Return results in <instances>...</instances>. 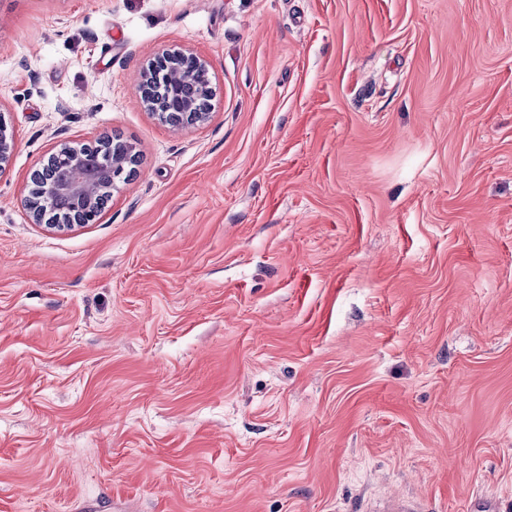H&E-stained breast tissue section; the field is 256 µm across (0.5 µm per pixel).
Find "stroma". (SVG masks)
Masks as SVG:
<instances>
[{
  "mask_svg": "<svg viewBox=\"0 0 512 512\" xmlns=\"http://www.w3.org/2000/svg\"><path fill=\"white\" fill-rule=\"evenodd\" d=\"M0 114V512H512V0H0ZM113 135L99 221L31 223ZM170 68H176L179 76H184L185 82H192L198 72H204L207 77V83L197 97H188L186 95L195 94L191 84L174 80V84L182 92H171L166 103L168 110L172 111L175 116L184 120H190L186 125H175L170 123L165 112H155L156 103L151 96V87L157 92L165 86V75L169 73ZM212 80L208 64L199 58L195 53L190 51L182 52H163L157 55L140 73L137 83L138 91L141 94L151 114L155 115L158 120L165 121L173 126H195L204 124L209 118L208 101L212 95ZM203 98L205 104L199 105L200 98ZM161 121V122H162ZM124 141V140H123ZM51 159L61 167V174L48 179L44 186L45 194L51 201H73L81 205L77 219L69 224H45L50 231H62L74 226L94 223L101 215V205L97 204V196L117 187L120 182L129 180L132 170H137L138 153L128 141L122 147L112 148V158L108 166L97 159L85 156L77 148L63 146L50 154L48 161L33 173L41 171ZM111 177L112 185L105 188V181Z\"/></svg>",
  "mask_w": 512,
  "mask_h": 512,
  "instance_id": "35a3bbf8",
  "label": "stroma"
}]
</instances>
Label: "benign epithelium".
<instances>
[{
	"mask_svg": "<svg viewBox=\"0 0 512 512\" xmlns=\"http://www.w3.org/2000/svg\"><path fill=\"white\" fill-rule=\"evenodd\" d=\"M175 68L184 81L191 82L199 72L208 77L206 85L197 97H188L180 91L171 92L166 103L172 114L189 121V125H201L209 118L208 105H199V100L209 101L212 95V80L208 64L190 51L164 52L157 55L140 73L137 83L149 111L155 113L158 120H166V113L156 111V103L151 96V89L165 86V75ZM13 133L9 131L0 113V173L6 170L13 151ZM61 167L59 177L49 179L44 186L45 194L52 201H73L81 205L77 219L67 224H49L47 229L62 231L74 226L95 222L101 215V206L97 196L117 187L133 176L136 169L138 153L128 141L118 148H112V158L105 166L100 161L85 156L78 149L63 146L50 154Z\"/></svg>",
	"mask_w": 512,
	"mask_h": 512,
	"instance_id": "7a95c632",
	"label": "benign epithelium"
}]
</instances>
